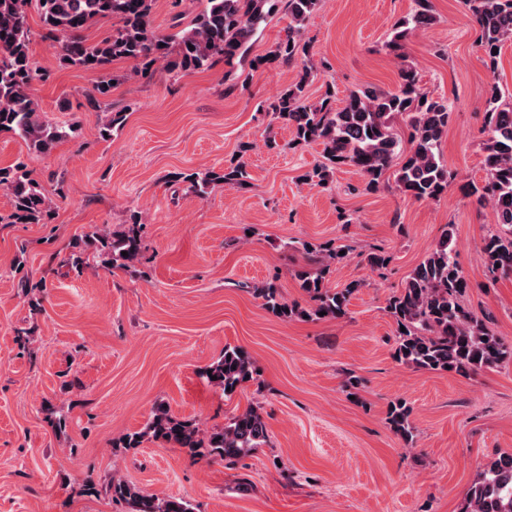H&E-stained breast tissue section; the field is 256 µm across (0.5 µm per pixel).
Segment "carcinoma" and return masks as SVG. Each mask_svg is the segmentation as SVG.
Instances as JSON below:
<instances>
[{
    "mask_svg": "<svg viewBox=\"0 0 512 512\" xmlns=\"http://www.w3.org/2000/svg\"><path fill=\"white\" fill-rule=\"evenodd\" d=\"M286 2L288 24L273 50L248 58L258 30ZM157 0H0V133L20 138L28 153L42 156L68 137L62 126L46 122L31 95L37 72L29 54L31 29L29 11H37L46 34L58 44L60 62L68 67L99 74L97 95L86 99L87 108L102 111L111 81L112 61L135 63L132 75L151 80L158 69L170 75L181 71H205L222 62L232 66L249 61L252 67L290 65L310 56L303 29L322 0H198L201 9L186 27H181L183 0H172L177 9L172 17L176 32L160 35L153 25ZM476 28L475 43L494 65L506 43L512 42V0H464ZM116 20L112 33L91 42L84 35L92 24ZM434 21L431 0H415L411 14L393 26L385 48L403 57L409 33ZM310 73L303 68L299 80L270 105L274 120L289 127L295 149L313 143L322 146V160L303 175L305 182L321 186L341 166L354 168L364 179V190H376L385 172L394 169L396 187L418 201H438L448 191L454 174L440 154L448 133L453 104L444 97L423 92L412 67L401 71L394 91L372 87L352 90L337 104L335 87L327 85L317 99L307 95ZM404 115L410 132L409 150H404L391 125V118ZM126 113L111 112L99 129L100 138L112 139L123 128ZM484 124L488 132L482 142L485 176L467 184V195L491 206L496 228L484 238L482 251L487 275L494 282L512 275V91L494 81L485 101ZM187 192L201 196L211 186L223 183L243 187L250 175L239 161L222 172L195 171L182 176ZM0 189L11 195L12 209L3 218L9 224H47L53 216L52 200L27 165L19 162L0 167ZM288 248L303 254L306 264L296 271L300 288L309 297L310 308L298 310L283 300L279 288L267 282L254 288L262 306L277 317L288 319L302 313L319 320V313L339 319L346 315L351 295L359 284L341 289L327 287L331 268L342 261L343 246L290 243ZM143 249L139 218L122 231L107 233L91 225L72 243L69 264L81 269L90 256L114 269H125L139 259ZM127 255H122V252ZM470 288L457 260L456 242L447 231L434 249L409 275L405 286L387 301L395 320V356L417 370L476 373L512 362V339L493 327L490 317H478L462 304ZM209 384L235 391L253 378L249 354L238 346L224 347L223 354L203 372ZM412 410L404 401L392 403L387 411L390 428L405 441H413ZM269 431L263 416L248 408L232 416L224 427L202 432L192 424L170 415L160 406L143 429L123 437L124 448H138L145 441L185 448L195 457L219 459L233 466L242 458L265 447ZM88 492H103L124 501L133 512H195L180 498L144 495L132 484L105 479L86 485ZM461 512H512V454L502 455L478 473L468 489Z\"/></svg>",
    "mask_w": 512,
    "mask_h": 512,
    "instance_id": "1",
    "label": "carcinoma"
}]
</instances>
